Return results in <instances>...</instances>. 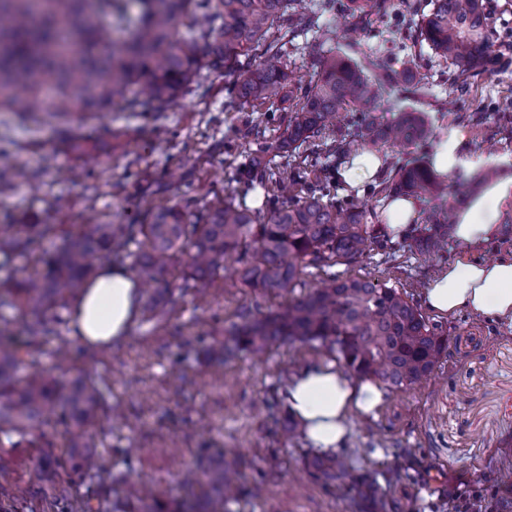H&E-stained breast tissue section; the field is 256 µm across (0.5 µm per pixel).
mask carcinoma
Returning <instances> with one entry per match:
<instances>
[{
    "mask_svg": "<svg viewBox=\"0 0 512 512\" xmlns=\"http://www.w3.org/2000/svg\"><path fill=\"white\" fill-rule=\"evenodd\" d=\"M490 0H432L425 12L409 6L415 40L454 67L451 88L466 91L469 77L489 69ZM345 12L369 25L389 17L386 0H345ZM336 12V0H0V112L36 118L44 112L94 121L114 109L166 112L212 73L231 78L230 103L288 104L283 139L258 150L251 176L273 181L280 199L267 212L232 195L212 205L193 198L189 212L178 204L150 210L141 224H0V321L20 314L24 347L0 342V512H37L52 499L54 512H231L239 486L238 461L201 453L200 498L175 503L134 484L126 496H109L112 477L83 435L105 413L102 380L78 375L64 382L36 368L38 338L61 334L58 313L81 297L94 280L97 262L124 265L139 277L146 319H164L173 290L203 294L231 260L243 285L263 295L296 287L308 267L357 261L372 237L366 212L352 202H328L324 167L275 177L272 150L292 158L297 148L328 129L336 133L328 152L374 147L386 140L409 146L431 135L414 107L392 121L376 113L388 82L414 83L412 71L396 70L394 50H372L355 59L326 48L329 30L317 23ZM313 33L307 47L319 56L304 85L288 73V44ZM261 54H256L257 50ZM393 189L435 201L425 219L431 233L417 239L430 249L448 244L452 192L445 177L422 164L397 169ZM23 258L36 272H8ZM319 340L360 378L390 387L411 386L448 356V337L392 287L367 279L331 278L305 296L259 317L246 315L228 337L210 342L207 357L226 361L243 351L260 352L285 341ZM63 429L65 448L49 432ZM33 448L36 457L24 484L12 476L3 449ZM312 468L327 482L371 488L365 476L350 477L343 460L316 457ZM98 477L96 499L77 501L87 476Z\"/></svg>",
    "mask_w": 512,
    "mask_h": 512,
    "instance_id": "obj_1",
    "label": "carcinoma"
}]
</instances>
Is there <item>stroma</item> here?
I'll return each instance as SVG.
<instances>
[{
    "label": "stroma",
    "instance_id": "obj_1",
    "mask_svg": "<svg viewBox=\"0 0 512 512\" xmlns=\"http://www.w3.org/2000/svg\"><path fill=\"white\" fill-rule=\"evenodd\" d=\"M491 51L493 71L477 76L467 95L449 93L451 71L427 46L413 42L406 27L392 29L406 44L402 62L421 77L429 92L392 90L382 106H411L424 112L434 135L464 132V151L496 160L512 159V116L499 110L512 97V0H495ZM288 123L281 106L254 112L230 105L224 77L213 74L167 112L133 115L112 112L109 132L93 136L69 131L49 117L25 120L0 112V158L35 176L37 192L0 187V224L79 225L89 217L134 224L146 210L176 203L184 193L224 195L233 191L248 206L269 209L265 186L248 175L260 144L275 143ZM168 129L158 138L157 129ZM262 129L256 140L253 129ZM321 139L296 151L297 160L321 155L328 168L332 201L348 198L367 208L366 223L377 246L351 264L309 267L294 296L329 277L366 278L399 289L419 301L431 273L455 259L456 242L424 255L411 236L393 242L382 236L378 209L384 198L379 179L346 187L339 175L342 155L326 156ZM93 170L91 184L74 183L64 169ZM70 201L55 208L57 198ZM287 297L262 296L227 269L207 303L193 292L176 293L172 312L156 322L137 318L121 342L101 348L96 358L75 367L107 382L110 403L121 420L89 428L113 472H130L164 497L190 495L186 472L199 464L198 449L234 454L240 462L242 492L233 512H363L360 493L343 495L312 477L313 452L304 439L284 435L287 409L278 392L300 368L333 359L319 343H286L261 355L242 354L221 364L200 353L203 339L223 337L244 314L265 313ZM450 354L421 384L390 390L372 415L353 414L351 435L341 451L350 472L366 475L385 503L401 512H456L459 497L499 503L501 479L512 474V322L460 313L439 320ZM136 449L127 459L125 449Z\"/></svg>",
    "mask_w": 512,
    "mask_h": 512
}]
</instances>
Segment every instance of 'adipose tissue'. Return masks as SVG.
Returning a JSON list of instances; mask_svg holds the SVG:
<instances>
[{
    "label": "adipose tissue",
    "instance_id": "obj_1",
    "mask_svg": "<svg viewBox=\"0 0 512 512\" xmlns=\"http://www.w3.org/2000/svg\"><path fill=\"white\" fill-rule=\"evenodd\" d=\"M464 137L456 129L438 140L431 162L447 174L481 166L479 158L463 151ZM512 197V175L486 184L465 208L456 211L454 238L461 252L439 267L424 288L421 302L430 312L450 316L458 312L492 315L512 321V254L492 261L476 259L474 251L497 231L499 206ZM419 204L410 196L393 197L380 210L382 231L398 241L418 218ZM139 283L125 267L104 270L73 308L70 326L84 342L108 344L129 333L138 311ZM286 406L302 421L311 448L337 452L349 436L352 412L369 414L383 401L379 384L351 377L333 364L314 363L298 370L281 393Z\"/></svg>",
    "mask_w": 512,
    "mask_h": 512
}]
</instances>
